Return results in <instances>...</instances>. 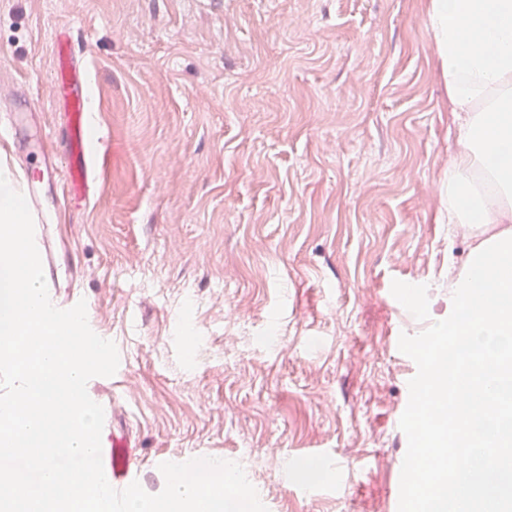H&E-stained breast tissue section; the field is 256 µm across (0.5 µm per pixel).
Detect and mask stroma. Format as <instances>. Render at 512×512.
<instances>
[{
	"label": "stroma",
	"mask_w": 512,
	"mask_h": 512,
	"mask_svg": "<svg viewBox=\"0 0 512 512\" xmlns=\"http://www.w3.org/2000/svg\"><path fill=\"white\" fill-rule=\"evenodd\" d=\"M431 0H0V114L64 120L51 37L86 64L100 188L66 227L122 366L104 397L154 456L239 462L268 512H390L400 334L448 316L471 246ZM343 472L305 481L303 462Z\"/></svg>",
	"instance_id": "1"
}]
</instances>
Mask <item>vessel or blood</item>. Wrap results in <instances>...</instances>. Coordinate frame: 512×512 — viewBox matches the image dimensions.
Instances as JSON below:
<instances>
[{"label": "vessel or blood", "mask_w": 512, "mask_h": 512, "mask_svg": "<svg viewBox=\"0 0 512 512\" xmlns=\"http://www.w3.org/2000/svg\"><path fill=\"white\" fill-rule=\"evenodd\" d=\"M54 77L52 93L63 111L65 136L61 144L50 141L27 97H20L9 110L15 160L22 177L19 181L35 224L39 250L51 302L58 308L74 306L77 293H62L57 269L66 244L60 243L52 225L61 220L74 199L90 200L98 191L96 160L88 145L90 114L86 93L85 67L73 51L70 28H59L53 40ZM102 465L109 484L126 488L141 476V460L129 435L103 430Z\"/></svg>", "instance_id": "obj_1"}]
</instances>
